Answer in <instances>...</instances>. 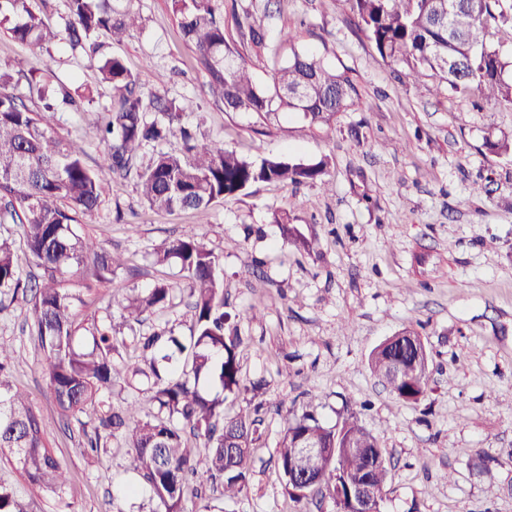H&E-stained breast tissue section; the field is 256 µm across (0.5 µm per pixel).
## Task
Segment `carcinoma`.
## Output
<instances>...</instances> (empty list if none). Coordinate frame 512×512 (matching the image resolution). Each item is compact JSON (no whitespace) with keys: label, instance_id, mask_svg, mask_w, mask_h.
Segmentation results:
<instances>
[{"label":"carcinoma","instance_id":"obj_1","mask_svg":"<svg viewBox=\"0 0 512 512\" xmlns=\"http://www.w3.org/2000/svg\"><path fill=\"white\" fill-rule=\"evenodd\" d=\"M44 0H0L7 33L38 47L65 43L73 53L95 55L102 31L119 40L138 25L131 0H66L58 26L45 22ZM223 0H172L184 39L197 54L209 92L228 112L255 114L265 120L282 112L301 113L313 125L327 124L345 111L356 95L352 81L314 56L293 51L275 69L272 87L253 79L239 55L234 34L248 30L250 40L278 54L281 41L266 39L249 14H232L229 29ZM355 27L371 42L381 61L403 65L412 85L436 78L450 89L486 103L512 107V61L487 44L486 21L508 15L502 0H348ZM102 82L112 87L110 105L98 110L96 127L107 146L104 163L91 167L83 145L58 135L57 101L87 112L84 96L66 88L50 95L45 82L23 64L0 72V310L4 302L31 305L37 348L49 360L48 389L65 421L78 415L94 425L92 448L119 439L127 448L132 470L148 485L160 512H189L186 479L203 472L221 495L234 498L247 485L251 446L259 440V409L228 416L224 403L241 389L238 337L226 335L224 263L191 228L166 240L154 254L159 263L173 262L190 282L194 310L190 334L172 331L134 336L139 355L120 364L114 359L126 346L116 325L84 326L75 307L79 289L70 276L85 268L99 283H112L123 266L121 256L83 236L79 226L98 212L103 191L114 178H125L145 151L178 137V153L157 152L136 171L137 189L152 209L206 210L242 193L256 182L300 185L324 181L328 162H293L277 156L244 159L224 143L197 142L183 125L192 101L168 99L140 89L138 78L114 56L100 59ZM487 150L512 157V138H486ZM288 244L308 253L315 240L306 237L288 215L275 213ZM17 226L24 249L15 247ZM38 273L21 277L22 264ZM171 289L157 285L127 297L121 325L143 322V315L163 308ZM11 352L0 349V463L8 464L29 485L56 497L64 508L67 470L48 451L43 419L26 393L10 381ZM369 367L401 401L417 404L430 389L429 367L415 366L407 351L390 343L374 348ZM150 378L158 411L140 417L134 402L106 407L101 391L126 383L132 375ZM314 437L325 454L310 465L318 491L338 507L336 497L367 476L383 491L390 473L378 439L359 421L353 407L333 426L304 414L288 423L277 451L283 480L302 468L295 454ZM365 449L348 453L350 446ZM0 512H32V502L0 484Z\"/></svg>","mask_w":512,"mask_h":512}]
</instances>
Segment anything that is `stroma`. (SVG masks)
<instances>
[{"label":"stroma","instance_id":"35a3bbf8","mask_svg":"<svg viewBox=\"0 0 512 512\" xmlns=\"http://www.w3.org/2000/svg\"><path fill=\"white\" fill-rule=\"evenodd\" d=\"M139 24L122 42L103 39L140 83L171 98L192 99L186 117L199 140H217L245 158L280 156L328 163L327 184L259 182L208 211L158 212L141 201L135 176L113 180L82 235L123 254L111 286L94 285L78 309L82 321L119 316L131 291L159 284L174 290L170 306L141 332L188 335L189 283L154 250L184 226L224 261V310L241 338L243 391L227 411L261 406L262 437L248 485L229 501L206 490L193 512H333L329 499L287 496L276 463L288 418L310 413L332 425L348 403L367 402L360 418L379 439L393 470L380 512H512V159L490 153L486 138L512 136V109L475 105L437 80L412 86L399 65L375 58L355 28L347 0H224L225 11L251 13L269 35L292 32L278 57L244 40L238 49L261 86L293 51L310 50L347 75L357 93L331 124L283 114L225 111L211 98L193 50L183 41L171 0H132ZM27 59L40 74L112 98L96 64L61 44L15 42L0 27V71ZM94 113L62 112L58 132L83 141L90 164L105 147ZM491 175L490 195L473 190ZM288 214L316 238L309 255L284 241L273 212ZM15 303L0 312V347L14 350V383L40 409L49 448L67 469L71 512H154L148 495L125 497L134 480L122 445L91 451L78 421L63 423L46 387L48 362ZM410 329L429 353L431 385L420 403L400 401L371 373L372 350ZM495 461L476 465L477 450Z\"/></svg>","mask_w":512,"mask_h":512}]
</instances>
